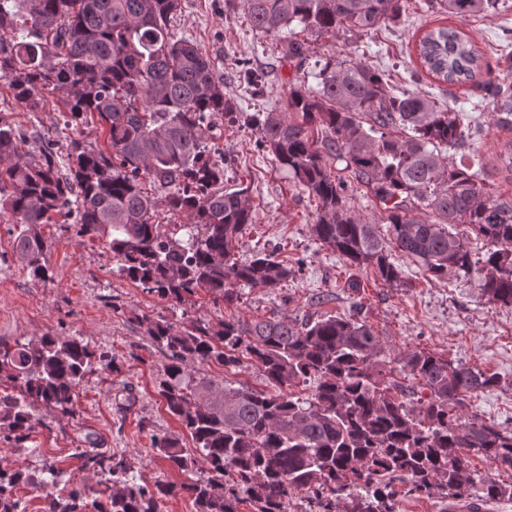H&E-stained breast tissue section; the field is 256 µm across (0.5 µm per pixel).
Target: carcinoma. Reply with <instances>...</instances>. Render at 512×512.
Here are the masks:
<instances>
[{
    "mask_svg": "<svg viewBox=\"0 0 512 512\" xmlns=\"http://www.w3.org/2000/svg\"><path fill=\"white\" fill-rule=\"evenodd\" d=\"M499 0H429L461 19L484 14ZM406 0H245L254 30L275 36L292 24L306 39L288 41L283 58L304 65L315 42L344 30L395 23ZM182 0H0V83L35 111L56 94L71 120L97 117L109 150L71 141L58 161L50 142L44 161L25 160L26 136L0 114V214L17 229L15 253L33 278H49L47 243L32 228L64 214L77 235L106 237L118 272L162 299L187 304L198 291L214 302L237 299L233 286L274 291L292 269L273 255L237 257L236 243L254 223L245 190H224V158L211 155L208 132L216 115L234 114L224 76L190 39L172 32ZM425 71L447 84L482 74L483 101L496 122L512 120V87L463 31L440 26L419 41ZM318 89L291 88L288 111L258 112L250 122L259 145L318 202L312 234L350 264L373 268L383 282L400 281L392 250L437 278L480 274L490 304L512 308V202L495 196L475 164L458 166L443 154L480 130L417 90L393 92L385 73L362 63L322 57ZM346 162L354 179L379 202L380 222L356 213L346 183L328 168ZM167 193L155 197L153 190ZM180 220L162 228L160 212ZM432 216L423 219L419 212ZM387 225L386 233L378 224ZM487 242L475 258L469 236ZM152 342L168 352L160 395L167 412L190 435L153 439V450L203 480L141 485L124 459L84 449L81 470L108 469L96 497L82 488L49 489L42 512H159L160 502L188 496L195 512H288L303 491L318 512H397L392 483L427 498L450 497L479 512L474 499L512 497L493 480L475 481L469 454L512 471V429L486 423L469 410L473 394L498 376L455 365L428 352L385 353L379 338L352 316L298 322L195 320L179 326L142 317ZM117 368L109 352L80 336H44L0 344V436L27 438L29 408L39 403L74 414L75 390L93 358ZM247 359L278 389L220 386L186 367L187 360L236 368ZM414 380L404 387L397 376ZM316 383L307 396L295 388ZM35 481L21 470H0V512H26L16 487Z\"/></svg>",
    "mask_w": 512,
    "mask_h": 512,
    "instance_id": "obj_1",
    "label": "carcinoma"
}]
</instances>
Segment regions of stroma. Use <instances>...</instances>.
Wrapping results in <instances>:
<instances>
[{
  "instance_id": "obj_1",
  "label": "stroma",
  "mask_w": 512,
  "mask_h": 512,
  "mask_svg": "<svg viewBox=\"0 0 512 512\" xmlns=\"http://www.w3.org/2000/svg\"><path fill=\"white\" fill-rule=\"evenodd\" d=\"M454 25L465 31L475 48L488 60L512 55V0L499 9L466 19L441 15L428 9L425 0H408L399 25L383 26L369 33L346 31L339 38L317 41L319 56L355 60L385 71L391 87L417 82L419 90L437 106L479 119L480 136L461 150L449 149L454 162L479 159L490 182L512 198V180L496 171V155L512 129L497 127L473 83L449 86L422 74L416 43L427 30ZM180 37L195 41L224 76V93L241 112L284 111L290 89L296 84L316 88L311 66L279 67L277 58L291 37L283 30L266 37L252 29L242 0H182L171 21ZM249 60L265 73V93L252 97L238 77L241 60ZM0 113L25 130L31 142L51 139L57 155H66L71 140L107 150L108 142L95 120L68 124L63 104L47 95L42 110L32 112L19 104L7 86L0 84ZM209 148L223 156L224 187L246 189L255 222L240 238L236 252L246 258L267 248L287 261L291 275L276 291L237 287L233 304L213 303L198 292L191 308L159 298L118 275L117 264L106 240L78 236L69 225L41 224L36 231L48 243L50 277L32 279L15 253L14 226L0 218V341H35L43 336L82 337L91 349L117 358L116 371L91 364L76 389L75 413L58 416L41 405L31 413L36 420L28 439L0 442V468L41 473L60 471V485L80 486L93 495L102 471L82 470L76 454L84 438L94 434L104 451L122 456L138 483H182L197 479V472L169 469L151 446L152 435L181 433L182 427L165 409L160 383L168 363L166 351L154 345L141 325V317L174 324L201 319H263L275 314L315 319L327 315L356 316L379 337L387 353L422 349L443 359L479 368L500 376L502 383L473 396L470 408L489 423L512 428V308L487 303L477 287L478 277L455 274L439 279L402 253L395 263L401 280L389 285L373 270L350 266L339 253L322 245L311 233L316 218L315 199L298 186L273 155L258 145V135L245 122L226 117L213 121ZM189 370L211 377L216 383L244 384L267 389L263 375L253 366L227 368L215 363L192 362ZM132 386L136 403L130 413H116L115 396Z\"/></svg>"
}]
</instances>
